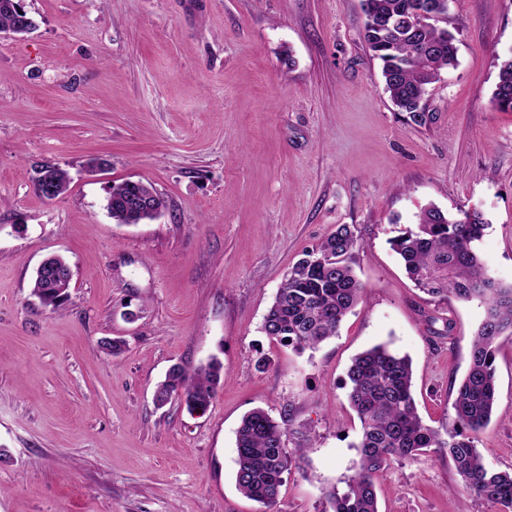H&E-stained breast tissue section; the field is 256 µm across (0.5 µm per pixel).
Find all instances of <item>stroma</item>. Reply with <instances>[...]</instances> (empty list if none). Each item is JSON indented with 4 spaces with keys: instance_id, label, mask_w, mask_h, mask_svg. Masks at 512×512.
I'll use <instances>...</instances> for the list:
<instances>
[{
    "instance_id": "stroma-1",
    "label": "stroma",
    "mask_w": 512,
    "mask_h": 512,
    "mask_svg": "<svg viewBox=\"0 0 512 512\" xmlns=\"http://www.w3.org/2000/svg\"><path fill=\"white\" fill-rule=\"evenodd\" d=\"M24 7L36 29L0 34V512H262L235 485L236 431L256 408L305 451L278 512H322L358 459L347 371L378 344L411 358L422 420L451 424L486 306L415 288L390 241L426 204L479 210L476 248L512 283V111L491 103L512 0H449L457 65L429 87L422 125L384 91L361 0ZM45 166L71 178L52 200L35 189ZM125 180L152 184L162 214L116 223L107 190ZM340 224L359 237V304L317 349L270 341L285 276ZM52 254L73 271L56 309L32 293ZM214 358L224 379L206 411L155 404L172 365ZM495 366L475 444L510 470L512 338ZM459 485L447 455L396 460L379 510L499 512Z\"/></svg>"
}]
</instances>
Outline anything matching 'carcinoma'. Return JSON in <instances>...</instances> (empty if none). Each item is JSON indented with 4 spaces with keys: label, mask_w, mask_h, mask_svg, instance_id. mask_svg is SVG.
I'll return each mask as SVG.
<instances>
[{
    "label": "carcinoma",
    "mask_w": 512,
    "mask_h": 512,
    "mask_svg": "<svg viewBox=\"0 0 512 512\" xmlns=\"http://www.w3.org/2000/svg\"><path fill=\"white\" fill-rule=\"evenodd\" d=\"M362 10L363 37L382 62L385 92L414 123H424L420 103L428 86L457 64L454 34L437 26L448 14V0H362ZM25 17L29 14H20L19 0H0V32H31L36 22L25 25ZM492 103L512 110V57L500 65ZM69 183L67 171L47 166L37 178V190L55 199ZM106 207L116 223L139 224L158 216L166 201L152 185L127 180L110 186ZM485 228L477 210L456 218L431 204L418 213L414 228L391 240L416 287L430 295L479 299L486 303V317L473 338L469 368L453 402V423L443 431L425 424L417 412L408 357L377 345L353 359L348 397L360 422L359 460L343 488L325 493L322 512H378L376 481L390 463L429 452L452 459L470 497L500 505L503 512L512 509V471L488 469L475 446L496 408V341L505 333L512 337V285L504 287L490 275L475 247ZM358 248L355 227L338 224L305 252L263 318L265 336L304 350L336 335L363 290L353 268ZM69 288L64 258L56 256L36 271L33 293L43 306H63ZM222 374L223 364L215 358L194 373L174 365L158 385L155 400L163 405L177 396L189 410L204 411ZM286 437V423L261 409L245 415L236 432L237 489L263 505L264 512H274L284 476L304 456L302 448H285Z\"/></svg>",
    "instance_id": "1"
}]
</instances>
